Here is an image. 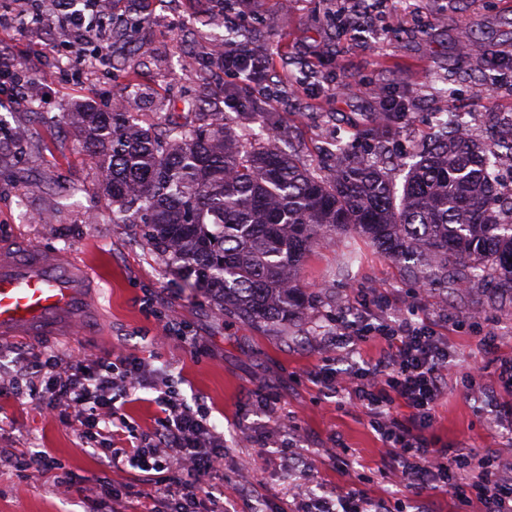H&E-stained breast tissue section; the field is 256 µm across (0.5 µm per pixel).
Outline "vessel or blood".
<instances>
[{
    "instance_id": "obj_1",
    "label": "vessel or blood",
    "mask_w": 512,
    "mask_h": 512,
    "mask_svg": "<svg viewBox=\"0 0 512 512\" xmlns=\"http://www.w3.org/2000/svg\"><path fill=\"white\" fill-rule=\"evenodd\" d=\"M93 286L87 265L37 245L0 242V335L75 333Z\"/></svg>"
}]
</instances>
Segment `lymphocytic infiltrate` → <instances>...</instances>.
Listing matches in <instances>:
<instances>
[{
    "instance_id": "obj_1",
    "label": "lymphocytic infiltrate",
    "mask_w": 512,
    "mask_h": 512,
    "mask_svg": "<svg viewBox=\"0 0 512 512\" xmlns=\"http://www.w3.org/2000/svg\"><path fill=\"white\" fill-rule=\"evenodd\" d=\"M57 22L64 29V43L48 42L44 55L57 56L68 48L76 64L101 45V18H86L68 0H57ZM378 313L374 322L351 332L344 320L336 322L338 341L385 344L374 363L353 365L345 371L320 369L315 378L322 387L337 385L346 377L354 394L378 422L377 430L389 451V463L400 469L410 485L448 491L458 502L479 500L482 512H512V467L494 453L474 459L464 448L431 447L424 432L445 392L450 363L447 343L432 324L416 322L405 314H383L385 301L374 297ZM156 390L161 412L158 428L140 436L130 448L115 440L129 433L125 420L117 419L118 401H131L137 390ZM0 394L30 398L43 411L66 417L85 444H97L103 468L119 460L145 472L155 495L143 502L141 512H224V504L203 479L224 456V435L209 423L203 407H191L167 385L163 373L142 359L103 356L87 360L52 351L20 350L11 369H0ZM408 410L406 419L390 418L393 405ZM22 478L52 475L57 488L68 489L71 478L64 466L47 452L0 451V472Z\"/></svg>"
}]
</instances>
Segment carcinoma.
I'll return each mask as SVG.
<instances>
[{"instance_id": "carcinoma-1", "label": "carcinoma", "mask_w": 512, "mask_h": 512, "mask_svg": "<svg viewBox=\"0 0 512 512\" xmlns=\"http://www.w3.org/2000/svg\"><path fill=\"white\" fill-rule=\"evenodd\" d=\"M239 135L222 112L205 129L143 128L127 106L67 112L97 167L112 223L140 224L187 288L217 309L269 326L305 304L301 269L319 239L357 234L424 283L492 274L512 295V221L502 218L495 146L442 132L408 165L401 194L372 161L336 155L321 176L280 145L276 121Z\"/></svg>"}]
</instances>
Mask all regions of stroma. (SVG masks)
I'll return each instance as SVG.
<instances>
[{
    "instance_id": "1",
    "label": "stroma",
    "mask_w": 512,
    "mask_h": 512,
    "mask_svg": "<svg viewBox=\"0 0 512 512\" xmlns=\"http://www.w3.org/2000/svg\"><path fill=\"white\" fill-rule=\"evenodd\" d=\"M19 0H0V47L26 69L45 76L38 111L23 93H0V133L27 131L24 150L0 152V238L37 243L92 266L102 288L85 314V334L74 339H27L28 348L88 357L117 353L163 369L188 404H204L224 434V460L207 478L224 489V512H305L289 486L303 461L316 496L357 491L380 512H459L447 492L409 487L384 464L385 444L351 387L327 390L314 373L327 361L375 362L381 342L337 348L336 319L356 320L368 293L389 299L391 312L418 310L448 340L452 366L447 393L426 435L436 448H468L475 457L497 452L512 460V420L491 423V404L512 406V386L496 367L512 357V299L484 283L421 285L410 265L366 241L323 240L312 250L301 280L315 303L288 326L250 324L223 315L200 292L185 288L137 224H115L100 176L77 145L63 115L94 99L108 110L124 91L136 94L141 125L164 120L201 125L183 110L203 95L224 110L237 132L248 129L244 103L258 100L283 131L281 145L316 171L344 144L363 153L366 133L383 118L384 99L403 100L391 122L386 154L395 184L406 160L437 130L441 103L464 114L473 135L486 139L498 116L512 114V0H376L369 26L356 25L351 0H253L246 10H224L221 0H111L112 57L141 48L142 65L126 74L95 65L70 68L66 58L42 56L58 40L50 0L40 25L19 28ZM245 36L238 49L263 53L275 91L260 94L233 76H219L206 53L225 18ZM474 30L477 54H461L462 34ZM360 255L341 273L346 248ZM188 327L192 350L166 324ZM491 344H484V337ZM46 451L63 463L72 488L49 477L18 481L0 474V512H139L152 494L140 470L121 463L104 471L90 448L58 416L30 399L0 396V449ZM108 481L121 495L112 504L99 492Z\"/></svg>"
}]
</instances>
